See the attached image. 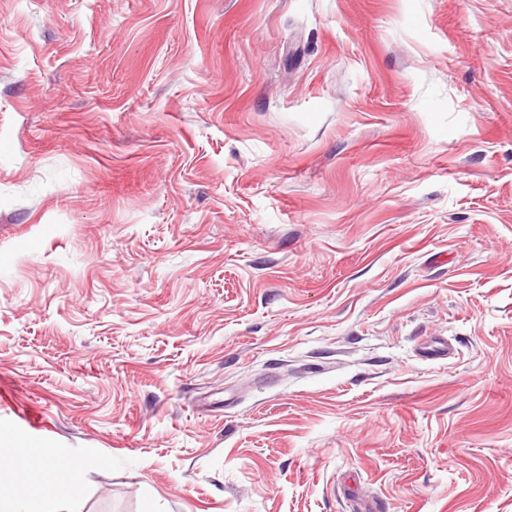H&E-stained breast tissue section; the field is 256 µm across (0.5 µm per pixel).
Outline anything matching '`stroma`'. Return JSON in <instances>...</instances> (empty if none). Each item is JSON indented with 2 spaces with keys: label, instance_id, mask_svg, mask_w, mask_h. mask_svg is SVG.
<instances>
[{
  "label": "stroma",
  "instance_id": "stroma-1",
  "mask_svg": "<svg viewBox=\"0 0 512 512\" xmlns=\"http://www.w3.org/2000/svg\"><path fill=\"white\" fill-rule=\"evenodd\" d=\"M2 446L70 512H512V0H0ZM42 458V480L46 483L58 484L73 477L74 465L67 460H61L53 448L45 449Z\"/></svg>",
  "mask_w": 512,
  "mask_h": 512
}]
</instances>
